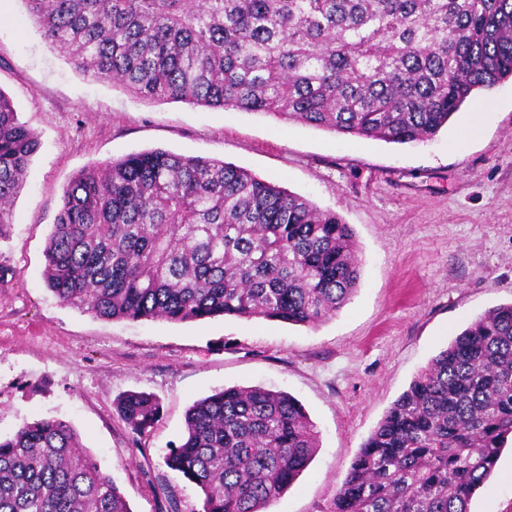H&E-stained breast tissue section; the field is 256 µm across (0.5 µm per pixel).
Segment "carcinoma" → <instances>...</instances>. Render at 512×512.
Returning <instances> with one entry per match:
<instances>
[{"label": "carcinoma", "instance_id": "1", "mask_svg": "<svg viewBox=\"0 0 512 512\" xmlns=\"http://www.w3.org/2000/svg\"><path fill=\"white\" fill-rule=\"evenodd\" d=\"M80 74L151 103L262 113L394 144L434 139L512 77V0H23ZM38 137L0 91V243ZM44 251L47 289L105 320L272 319L314 327L356 291L350 225L221 160L144 150L78 171ZM133 435L160 406L118 402ZM512 438V303L441 349L360 448L330 512H469ZM319 434L283 391L195 401L165 464L202 512H267ZM0 512H132L66 421L0 438Z\"/></svg>", "mask_w": 512, "mask_h": 512}]
</instances>
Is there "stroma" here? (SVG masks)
Returning a JSON list of instances; mask_svg holds the SVG:
<instances>
[{
  "mask_svg": "<svg viewBox=\"0 0 512 512\" xmlns=\"http://www.w3.org/2000/svg\"><path fill=\"white\" fill-rule=\"evenodd\" d=\"M0 91L40 142L13 204L17 270L0 288V437L23 421L69 422L132 512H199L163 457L197 399L229 386L289 393L319 431L307 469L268 512H329L391 404L470 321L512 302V78L476 93L420 145L347 137L265 115L150 103L76 73L36 33L22 0H0ZM162 148L224 160L336 211L362 258L357 290L315 327L265 319L106 321L46 287L44 250L76 172ZM156 395L133 447L116 410ZM512 442L470 512H512Z\"/></svg>",
  "mask_w": 512,
  "mask_h": 512,
  "instance_id": "stroma-1",
  "label": "stroma"
}]
</instances>
